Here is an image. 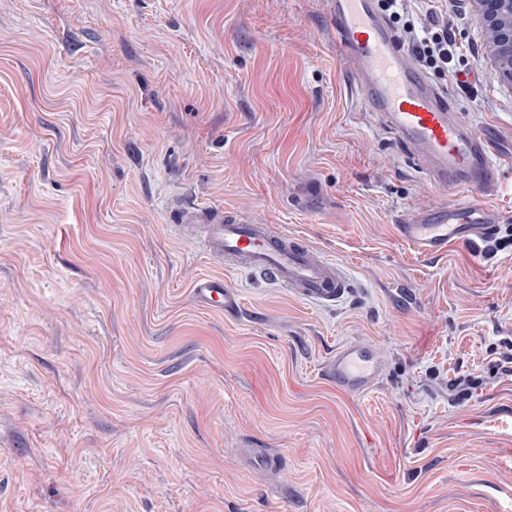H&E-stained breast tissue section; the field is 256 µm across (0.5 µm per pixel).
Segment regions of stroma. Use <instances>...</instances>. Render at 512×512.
I'll use <instances>...</instances> for the list:
<instances>
[{"mask_svg":"<svg viewBox=\"0 0 512 512\" xmlns=\"http://www.w3.org/2000/svg\"><path fill=\"white\" fill-rule=\"evenodd\" d=\"M404 6L447 18L432 80L511 156L471 0ZM334 26L325 0H0V512H512V248L428 260L395 230L465 201L512 225V176L433 186ZM180 200L302 236L356 286L323 307L225 270ZM203 274L237 316L194 302ZM349 343L381 366L363 397L322 376Z\"/></svg>","mask_w":512,"mask_h":512,"instance_id":"1","label":"stroma"}]
</instances>
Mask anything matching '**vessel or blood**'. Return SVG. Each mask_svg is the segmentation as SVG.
Segmentation results:
<instances>
[{"mask_svg":"<svg viewBox=\"0 0 512 512\" xmlns=\"http://www.w3.org/2000/svg\"><path fill=\"white\" fill-rule=\"evenodd\" d=\"M336 42L349 59L366 109L443 189L494 187L504 167L492 153L487 134L451 110L447 94L411 61L378 0H327ZM181 224L199 235L202 251L225 267L286 289L301 300L333 303L351 286L344 266L296 235L224 214L220 209L181 204ZM501 220L498 212L466 202L431 207L398 225L399 238L421 255L437 257L464 241L488 238ZM193 293L206 307L229 315L239 308L236 288L220 277H201ZM380 368L372 355L350 343L325 368L328 383L361 397L373 390Z\"/></svg>","mask_w":512,"mask_h":512,"instance_id":"b4317fda","label":"vessel or blood"}]
</instances>
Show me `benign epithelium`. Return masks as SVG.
<instances>
[{"label":"benign epithelium","mask_w":512,"mask_h":512,"mask_svg":"<svg viewBox=\"0 0 512 512\" xmlns=\"http://www.w3.org/2000/svg\"><path fill=\"white\" fill-rule=\"evenodd\" d=\"M487 34L491 65L512 85V0H472Z\"/></svg>","instance_id":"benign-epithelium-1"}]
</instances>
